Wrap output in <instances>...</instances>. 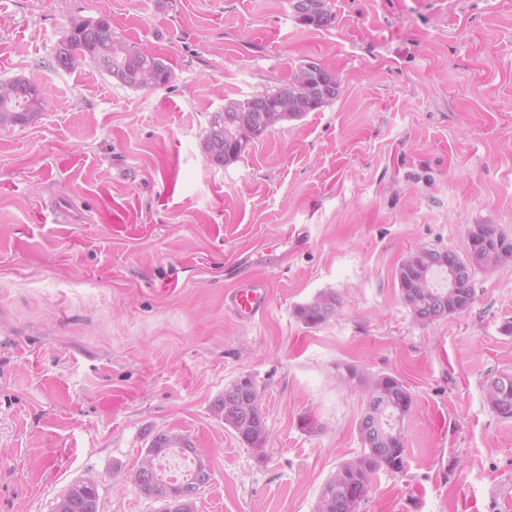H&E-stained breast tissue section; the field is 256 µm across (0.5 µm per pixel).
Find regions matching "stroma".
<instances>
[{"label": "stroma", "instance_id": "1", "mask_svg": "<svg viewBox=\"0 0 512 512\" xmlns=\"http://www.w3.org/2000/svg\"><path fill=\"white\" fill-rule=\"evenodd\" d=\"M327 3L317 29L290 0H0V81L37 76L50 101L0 127V512H53L78 480L101 512H160L132 480L160 432L210 464L197 512H313L362 450L346 363L416 399L404 472L374 474L359 512H512V419L485 398L512 373V262L428 325L396 278L417 250L464 253L472 225L512 236V0ZM100 16L172 82L56 68L72 20ZM309 58L338 97L207 163L212 113ZM243 280L266 285L250 320L224 305ZM324 291L342 307L307 327ZM245 374L261 453L213 409ZM342 299L335 292H324L297 308V316L306 326H316L336 315Z\"/></svg>", "mask_w": 512, "mask_h": 512}]
</instances>
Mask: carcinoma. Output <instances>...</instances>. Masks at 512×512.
<instances>
[{
	"instance_id": "1",
	"label": "carcinoma",
	"mask_w": 512,
	"mask_h": 512,
	"mask_svg": "<svg viewBox=\"0 0 512 512\" xmlns=\"http://www.w3.org/2000/svg\"><path fill=\"white\" fill-rule=\"evenodd\" d=\"M316 10L299 19L306 26L325 28L335 20L328 9L326 0H316ZM86 61L92 62L101 71L116 78L123 85L135 89L152 91L167 86L173 80L171 66L160 55L146 51L128 41L112 27L106 17L96 19H75L61 46L57 47L54 63L59 69L71 70ZM19 87L14 96L4 95V82H0V127L25 126L38 119L48 111V100L41 91L28 87L24 78L12 79ZM341 84L335 73L316 64L311 72L304 73L297 67L288 81L275 90L282 107H268L262 112H253L248 100H229L224 104L226 111L211 115L208 130L202 143V151L207 161L216 166L228 164L241 155L240 136L247 134L258 137L276 124L300 118L308 112L321 109L340 93ZM484 238L474 247L466 248L460 255L461 264L469 271L476 269H494L501 264L512 261V248L500 251L496 248L495 237L505 236L496 224H475L468 231V238H475L477 233ZM418 254L414 253L404 260L398 268L397 280L402 302L409 307L414 319L429 324L443 318L432 315L415 299L421 281L432 285L431 291L441 302L447 314L453 315L471 307L475 292L472 277L459 282L455 288L440 285L443 275L441 269L427 262L417 263ZM342 299L334 292H324L311 302L297 308V316L307 326L319 325L336 315ZM349 373L346 383L350 386L372 389L388 396L391 403L402 409V415L410 414L415 406L412 392L403 382L391 374H379L369 377L358 367L350 364L343 366ZM239 380H234L224 387V396L214 403L215 414L224 420V425L232 429L239 440L256 452L263 450L267 438V427L262 410L247 413L236 411L226 406L225 396L239 391ZM486 399L492 411L502 418H512V391L506 392L495 388L491 381L486 386ZM362 452L343 463L327 480L315 506V512H342L339 496L354 490L358 496H367L370 478L384 470L393 474L405 470L407 450L402 433L389 432L377 444L361 438ZM187 453V447L180 438L169 433L157 434L141 457L152 456L158 460L172 449ZM209 473L203 465H195L179 484L169 483L160 478L157 468L150 470L138 466L133 481L141 494L165 503L162 512H179L175 504L179 487L207 484ZM65 510L54 509L53 512H99L100 498L96 485L90 480L76 481L62 495Z\"/></svg>"
}]
</instances>
